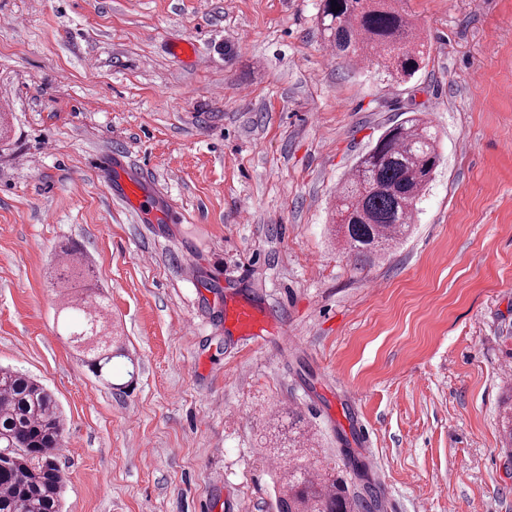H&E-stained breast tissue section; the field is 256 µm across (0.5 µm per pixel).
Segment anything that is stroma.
Here are the masks:
<instances>
[{
    "label": "stroma",
    "mask_w": 512,
    "mask_h": 512,
    "mask_svg": "<svg viewBox=\"0 0 512 512\" xmlns=\"http://www.w3.org/2000/svg\"><path fill=\"white\" fill-rule=\"evenodd\" d=\"M318 4L0 0V367L63 412L61 512H277L268 430L291 408L375 512H512V0H401L426 44L406 83L337 56ZM410 111L439 167L410 237L354 262L336 191ZM112 151L179 222L113 197L92 165ZM67 243L130 387L63 333L49 272ZM238 296L277 334L233 333Z\"/></svg>",
    "instance_id": "stroma-1"
}]
</instances>
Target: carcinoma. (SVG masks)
Wrapping results in <instances>:
<instances>
[{"instance_id":"1","label":"carcinoma","mask_w":512,"mask_h":512,"mask_svg":"<svg viewBox=\"0 0 512 512\" xmlns=\"http://www.w3.org/2000/svg\"><path fill=\"white\" fill-rule=\"evenodd\" d=\"M399 0H322L319 24L336 53L360 58L369 55L392 80L406 81L422 63L425 42L398 5ZM339 10H332V6ZM439 161L434 127L410 116L385 134L355 163L336 194V236L348 255L367 262L407 235L415 211L432 181ZM68 256L50 273L52 287L63 291L64 309L82 319L66 326L67 339L100 376L122 351L105 321L108 302L70 300L66 290L90 277L92 267L83 254ZM64 419L54 394L40 381L9 368H0V512H60L65 478L56 462ZM270 441L288 465L278 512H373L372 499L349 497L336 472L314 471L305 453L307 430L301 417L288 411L275 417Z\"/></svg>"}]
</instances>
